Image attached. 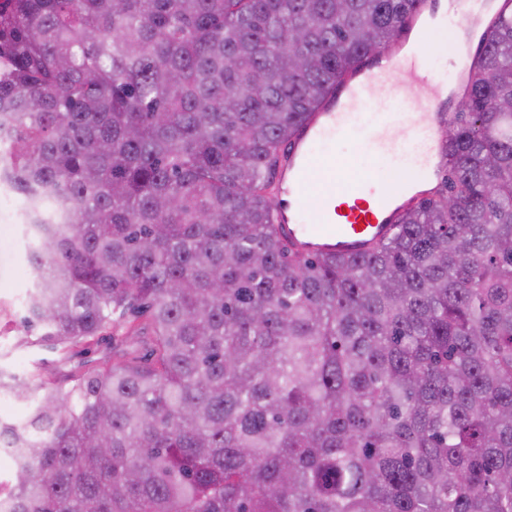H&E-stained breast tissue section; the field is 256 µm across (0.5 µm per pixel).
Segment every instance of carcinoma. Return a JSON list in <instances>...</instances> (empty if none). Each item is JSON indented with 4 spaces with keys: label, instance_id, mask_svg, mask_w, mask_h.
Listing matches in <instances>:
<instances>
[{
    "label": "carcinoma",
    "instance_id": "carcinoma-1",
    "mask_svg": "<svg viewBox=\"0 0 512 512\" xmlns=\"http://www.w3.org/2000/svg\"><path fill=\"white\" fill-rule=\"evenodd\" d=\"M427 0H0L26 322L150 363L0 370V512H512V0L445 190L358 255L275 230L278 149Z\"/></svg>",
    "mask_w": 512,
    "mask_h": 512
}]
</instances>
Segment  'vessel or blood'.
<instances>
[{"instance_id": "b4317fda", "label": "vessel or blood", "mask_w": 512, "mask_h": 512, "mask_svg": "<svg viewBox=\"0 0 512 512\" xmlns=\"http://www.w3.org/2000/svg\"><path fill=\"white\" fill-rule=\"evenodd\" d=\"M485 4L486 0H449L445 16L449 29L463 30L476 18L487 17ZM410 33L407 48L379 53L375 67L349 78L340 95L303 126L286 154L278 183L277 230L298 251L354 255L389 238L410 192L435 167L442 153L437 128L445 116L432 91L440 81L427 40L418 28ZM393 77L413 80L427 90L424 111H406L394 95L370 104L367 95L373 86ZM401 124L407 137L396 147L392 134ZM356 134L363 135L370 161L349 178L337 167L334 149ZM326 166L333 170L327 191L312 194L313 179Z\"/></svg>"}]
</instances>
